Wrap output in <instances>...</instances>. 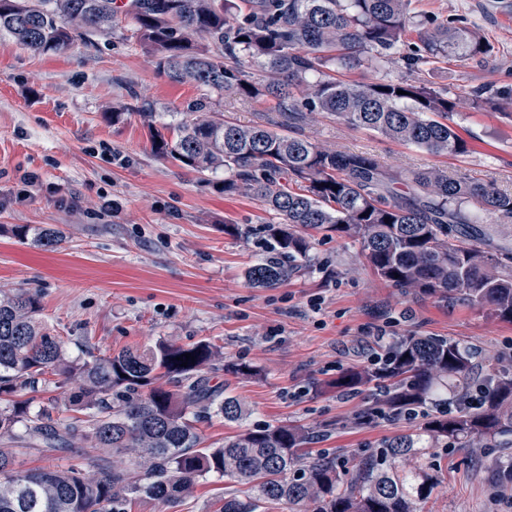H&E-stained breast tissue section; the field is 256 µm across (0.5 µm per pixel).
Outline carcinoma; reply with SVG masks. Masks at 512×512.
Listing matches in <instances>:
<instances>
[{
    "mask_svg": "<svg viewBox=\"0 0 512 512\" xmlns=\"http://www.w3.org/2000/svg\"><path fill=\"white\" fill-rule=\"evenodd\" d=\"M122 22L170 82L204 89L169 127L172 136L154 133L155 153L201 176L224 170V195L246 194L277 218L263 225V257L247 270L252 287L275 288L299 272L314 229L357 241L391 288L485 307L512 322V247L497 241L495 228L512 222V193L436 167L392 170L270 124L226 122L217 110L232 92L271 101L280 127L317 110L434 155L467 152L448 123V91L404 79H336L340 69L378 68L417 24L411 0H0V34L39 53L88 46ZM430 24L412 65L489 52L470 27ZM472 209L493 223H476ZM13 233L46 248L66 239L58 224H17ZM64 345L36 295L0 294V512L170 506L212 473L236 485L214 512H424L439 449L512 448V371L447 339L403 336L369 365L336 376L333 386L347 395L376 383L373 404L353 425L417 421L414 431L360 451L349 473L334 453L303 451L309 432L290 425L258 424L202 446L196 423L244 418L230 387L211 385L222 356L208 342L159 341L100 356L85 336L79 360ZM187 353L195 360L182 367L177 358ZM47 382L72 388L32 406L23 391ZM475 395L477 404L469 402ZM64 407L78 416L62 418ZM15 445L48 457L83 452L66 466L24 469ZM488 467L512 489V456Z\"/></svg>",
    "mask_w": 512,
    "mask_h": 512,
    "instance_id": "cac0c4a2",
    "label": "carcinoma"
}]
</instances>
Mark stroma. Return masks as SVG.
Segmentation results:
<instances>
[{"instance_id":"1","label":"stroma","mask_w":512,"mask_h":512,"mask_svg":"<svg viewBox=\"0 0 512 512\" xmlns=\"http://www.w3.org/2000/svg\"><path fill=\"white\" fill-rule=\"evenodd\" d=\"M412 8L423 20L464 19L489 53L412 71L405 64L419 43L412 29L377 69L337 76L422 79L447 89L467 152L432 155L323 112L307 114L301 134L404 172L438 167L512 192V112L498 107L512 92V0H412ZM481 88L494 95L478 110L472 93ZM201 93L159 75L152 53L118 30L96 47L48 54L0 35V292L36 294L71 358L80 357L83 336L104 355L159 339L210 342L225 361H245L253 372L213 373V385H229L241 400L245 419L200 423L205 444L220 445L245 425L288 423L312 432L311 450L351 454L414 424L351 425L362 398L328 386L343 369L411 335L468 344L489 357L512 354V323L485 308L387 287L350 238L312 232L299 273L275 289L249 287L245 272L262 252L255 230L270 214L247 195L224 196L223 172L199 178L152 147L151 125L175 122ZM137 98L151 103L153 120L132 111ZM220 109L240 124L278 117L270 102L230 93ZM116 110L124 114L117 124ZM16 224H58L68 239L57 249L23 243L12 233ZM228 224L253 233L225 234ZM494 454L455 448L443 456L428 512H512V492L500 490L485 464Z\"/></svg>"}]
</instances>
